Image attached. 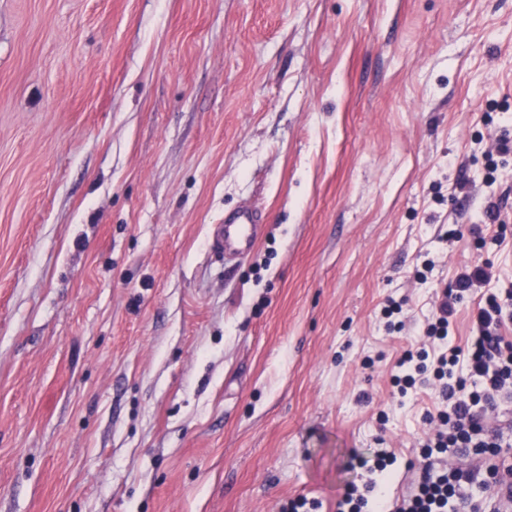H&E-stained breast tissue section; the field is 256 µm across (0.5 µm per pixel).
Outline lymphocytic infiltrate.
Wrapping results in <instances>:
<instances>
[{
	"instance_id": "lymphocytic-infiltrate-1",
	"label": "lymphocytic infiltrate",
	"mask_w": 512,
	"mask_h": 512,
	"mask_svg": "<svg viewBox=\"0 0 512 512\" xmlns=\"http://www.w3.org/2000/svg\"><path fill=\"white\" fill-rule=\"evenodd\" d=\"M492 277L490 263L464 265L454 286L444 289L434 320L425 330L429 348L405 350L396 363L392 381L399 392L433 378L441 408L438 425L423 445L426 465L421 480L414 491L394 503L393 512H448L449 502L460 498L462 485L482 473L503 497V512H512L507 500L512 494V465L500 468L491 455L497 437L480 411L497 399H512V341L500 334L505 321L512 319V287L487 295L473 316L476 334L467 348L451 345L449 336L457 304ZM458 448H483L487 454L466 467L442 465V454Z\"/></svg>"
}]
</instances>
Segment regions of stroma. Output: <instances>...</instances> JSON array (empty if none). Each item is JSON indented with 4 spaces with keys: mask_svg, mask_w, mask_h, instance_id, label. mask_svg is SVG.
Instances as JSON below:
<instances>
[{
    "mask_svg": "<svg viewBox=\"0 0 512 512\" xmlns=\"http://www.w3.org/2000/svg\"><path fill=\"white\" fill-rule=\"evenodd\" d=\"M510 113L512 0H0V512L412 490L392 374L461 266L512 284ZM261 215L244 206L224 214V224L211 241L212 248L224 257H241L249 254L260 235Z\"/></svg>",
    "mask_w": 512,
    "mask_h": 512,
    "instance_id": "stroma-1",
    "label": "stroma"
}]
</instances>
